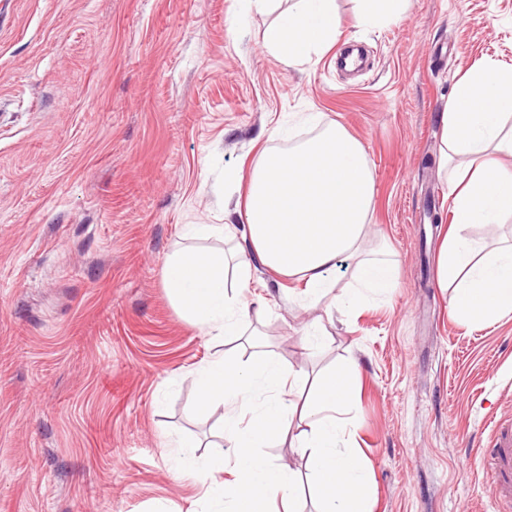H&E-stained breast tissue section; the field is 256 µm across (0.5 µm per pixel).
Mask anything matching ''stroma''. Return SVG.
I'll return each mask as SVG.
<instances>
[{
	"label": "stroma",
	"mask_w": 512,
	"mask_h": 512,
	"mask_svg": "<svg viewBox=\"0 0 512 512\" xmlns=\"http://www.w3.org/2000/svg\"><path fill=\"white\" fill-rule=\"evenodd\" d=\"M358 7L336 0L358 72L332 49L280 61L264 44L276 11L249 0L0 8V512H212L174 447L190 436L198 455L223 452V412H192L191 372L266 351L307 381L358 362L340 445L369 465L372 512H495L478 449L486 422L512 415V312L474 329L436 286L452 206L438 158L458 78L512 65V0H411L380 26ZM310 113L362 144L371 244L398 286L341 316L262 267L241 334L206 336L173 306L165 263L192 245L236 251L241 236L194 242L184 227L242 226L234 176L285 148L277 127L309 137ZM304 428L292 420L266 454L317 512Z\"/></svg>",
	"instance_id": "stroma-1"
}]
</instances>
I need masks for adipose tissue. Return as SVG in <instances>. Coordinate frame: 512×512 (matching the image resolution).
Instances as JSON below:
<instances>
[{
  "label": "adipose tissue",
  "instance_id": "obj_1",
  "mask_svg": "<svg viewBox=\"0 0 512 512\" xmlns=\"http://www.w3.org/2000/svg\"><path fill=\"white\" fill-rule=\"evenodd\" d=\"M340 20L336 0H292L266 34V44L284 62L300 63L328 50ZM512 67L492 62L468 69L457 81L443 117L439 170L452 199V224L437 256L438 287L449 290V309L479 327L512 311V244L476 246L477 224H501L512 216ZM375 186L361 143L337 122L286 150H266L252 167L244 203L243 247L234 256L184 249L170 256L164 280L170 299L191 324L212 336H235L249 312L242 291L254 264L301 280L302 297L313 302L335 288L334 273L345 259L356 262L354 287L335 296L336 309L397 284L392 261L364 257ZM236 275L238 293L227 288ZM357 362L322 373L311 400L292 395L300 377L277 356L248 365L216 356L196 370L192 408L224 410L222 435L230 455L198 459L193 438L180 440L186 470L208 482L226 512H301L290 469L262 450L287 434L291 418L307 429L319 512H371L364 462L338 447L345 415L355 398ZM263 406H256L259 395Z\"/></svg>",
  "mask_w": 512,
  "mask_h": 512
}]
</instances>
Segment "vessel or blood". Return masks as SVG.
<instances>
[{
	"label": "vessel or blood",
	"mask_w": 512,
	"mask_h": 512,
	"mask_svg": "<svg viewBox=\"0 0 512 512\" xmlns=\"http://www.w3.org/2000/svg\"><path fill=\"white\" fill-rule=\"evenodd\" d=\"M483 456L497 512H512V418L491 421Z\"/></svg>",
	"instance_id": "1"
}]
</instances>
